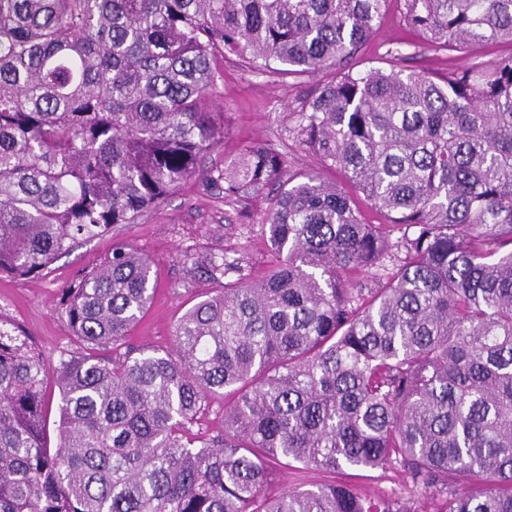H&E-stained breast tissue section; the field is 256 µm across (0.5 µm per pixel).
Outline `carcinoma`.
<instances>
[{"label":"carcinoma","mask_w":512,"mask_h":512,"mask_svg":"<svg viewBox=\"0 0 512 512\" xmlns=\"http://www.w3.org/2000/svg\"><path fill=\"white\" fill-rule=\"evenodd\" d=\"M387 2L0 0V274L42 273L197 174L224 132L221 50L326 74L290 132L341 177L261 147L209 176L234 201L274 189L273 265L196 259L218 288L170 350L125 344L146 256L115 247L65 289L79 347L54 424L42 354L0 321V512H418L343 479L268 492L279 466L391 461L431 512H512V0H403L428 49L509 46L486 63L417 72L392 48L355 72ZM394 248V272L356 278ZM216 396L224 425L193 437Z\"/></svg>","instance_id":"cac0c4a2"}]
</instances>
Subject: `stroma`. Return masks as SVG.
<instances>
[{
  "instance_id": "1",
  "label": "stroma",
  "mask_w": 512,
  "mask_h": 512,
  "mask_svg": "<svg viewBox=\"0 0 512 512\" xmlns=\"http://www.w3.org/2000/svg\"><path fill=\"white\" fill-rule=\"evenodd\" d=\"M403 25L397 0H390L374 35L355 59L357 69L383 64L387 49L409 54L411 67L444 72L472 62V55L414 46ZM319 73L275 80L250 70L238 60L219 61L209 106L223 113L224 134L203 153L201 175L192 177L162 203L145 211L134 224H119L112 231L60 255L51 269L37 279L0 275V320L19 327L54 367L61 350L74 347L75 338L61 305V290L125 245L147 256L157 284L154 302L132 330L129 344L167 348L177 319L198 298L213 288L207 276L190 277L194 257L224 256L238 262L252 277L263 275L271 262L263 224L265 195L241 202L225 201L221 191L207 183L204 172L223 169L253 147L283 154L291 169L306 170L315 161L290 133L293 111L322 81ZM365 493L387 499H416L420 492L397 466L365 470L354 476Z\"/></svg>"
}]
</instances>
